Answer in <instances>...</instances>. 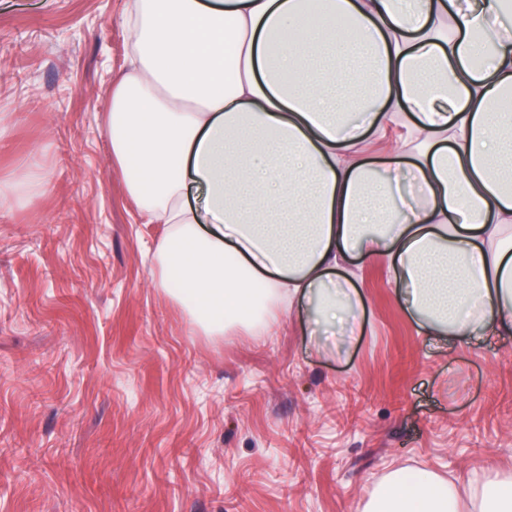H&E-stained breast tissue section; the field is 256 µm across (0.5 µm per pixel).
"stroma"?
Here are the masks:
<instances>
[{
  "mask_svg": "<svg viewBox=\"0 0 512 512\" xmlns=\"http://www.w3.org/2000/svg\"><path fill=\"white\" fill-rule=\"evenodd\" d=\"M126 0H0V512H361L393 470L512 469V340L439 342L364 263L356 335L195 328L106 135Z\"/></svg>",
  "mask_w": 512,
  "mask_h": 512,
  "instance_id": "stroma-1",
  "label": "stroma"
}]
</instances>
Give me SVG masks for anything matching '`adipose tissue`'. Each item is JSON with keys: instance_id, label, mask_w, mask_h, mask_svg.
I'll return each instance as SVG.
<instances>
[{"instance_id": "1", "label": "adipose tissue", "mask_w": 512, "mask_h": 512, "mask_svg": "<svg viewBox=\"0 0 512 512\" xmlns=\"http://www.w3.org/2000/svg\"><path fill=\"white\" fill-rule=\"evenodd\" d=\"M131 0L107 137L147 222L157 284L212 336L297 298L356 323L331 274L383 259L425 335L512 339V0ZM409 141L382 161L367 131ZM206 188L191 204L188 183ZM363 512H512V472L478 492L397 469Z\"/></svg>"}]
</instances>
